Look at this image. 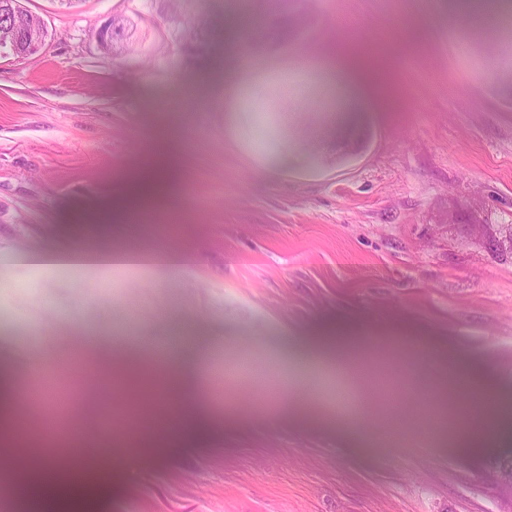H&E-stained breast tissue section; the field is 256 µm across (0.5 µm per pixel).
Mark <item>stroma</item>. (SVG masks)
<instances>
[{"label": "stroma", "mask_w": 512, "mask_h": 512, "mask_svg": "<svg viewBox=\"0 0 512 512\" xmlns=\"http://www.w3.org/2000/svg\"><path fill=\"white\" fill-rule=\"evenodd\" d=\"M226 0H195L210 48L150 66L108 61L95 33L128 0H22L46 48L0 57V407L45 462L100 463L94 512H512L493 478L512 448V259L470 235L467 210L512 224V82L504 35L449 23L448 0H263L301 14L270 29L253 64L339 43H393L388 97L331 125L313 84L255 87L238 127L216 90L235 51ZM174 153L171 189L124 234L131 177L151 144ZM166 249L171 270H82L14 255ZM360 359L310 370L300 353L336 332ZM77 336L174 340L195 366L165 436L138 435L126 397L77 370L73 402L17 397L21 373ZM482 378L443 397L449 365ZM497 416L485 445L448 442L474 396ZM99 447L57 445L59 437Z\"/></svg>", "instance_id": "1"}]
</instances>
